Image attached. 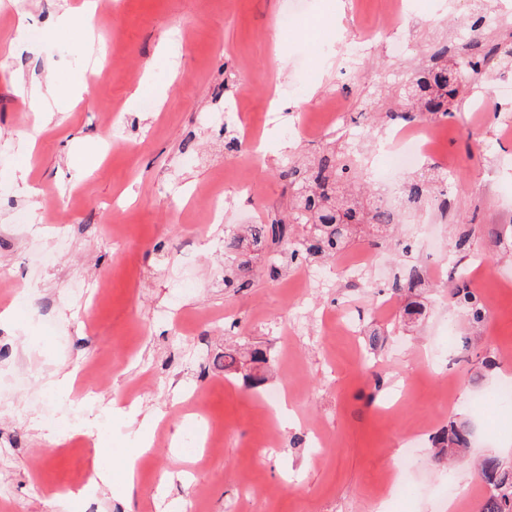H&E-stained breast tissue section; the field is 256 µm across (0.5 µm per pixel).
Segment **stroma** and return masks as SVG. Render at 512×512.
<instances>
[{
    "instance_id": "35a3bbf8",
    "label": "stroma",
    "mask_w": 512,
    "mask_h": 512,
    "mask_svg": "<svg viewBox=\"0 0 512 512\" xmlns=\"http://www.w3.org/2000/svg\"><path fill=\"white\" fill-rule=\"evenodd\" d=\"M98 2L94 50L112 63L91 79L84 50L51 32L64 0H0V312H12L0 321V512H45L51 497L57 512H374L381 500L396 512L382 495L401 465L417 480L405 512H448L452 499L457 512H478L487 489L474 460L512 462V408L476 403L512 381V130L490 104L496 80L512 75V0H421L423 13L398 25L382 0H310L301 13L292 0ZM339 2L361 58L349 65L340 49L321 67L317 51L334 34L318 20ZM480 12L496 25L472 31ZM22 14L39 39L18 31ZM446 42L460 64L500 46L444 118L437 157L396 177L400 189L445 178L449 209L426 201L376 244L360 233L324 262L323 286H307L305 265L271 275L259 255L246 287H225V233L289 214L295 188L283 170L358 148L349 126L380 134ZM49 77L73 94L52 102L56 121L41 129L22 87ZM338 91L349 109L339 130L322 109ZM274 95L289 106L272 126ZM242 178L253 184L247 199L235 189ZM217 191L229 209L213 224L206 199ZM407 238L418 247L405 256L397 242ZM359 257L372 266L359 326L389 333L374 352L337 322L350 300L342 265ZM411 265L430 275L413 322L405 298L379 292ZM459 267L492 300L483 325L450 299ZM450 327L447 363H422ZM255 349L272 365L256 390L224 369L226 351L242 360ZM63 368L78 376L48 419L44 400ZM272 388L290 413L273 412ZM152 411L132 496L90 491L96 440L137 447V423ZM200 411L223 432L218 451L183 442ZM453 415L477 424L466 462L448 470L430 443L401 446L412 428L435 432Z\"/></svg>"
}]
</instances>
